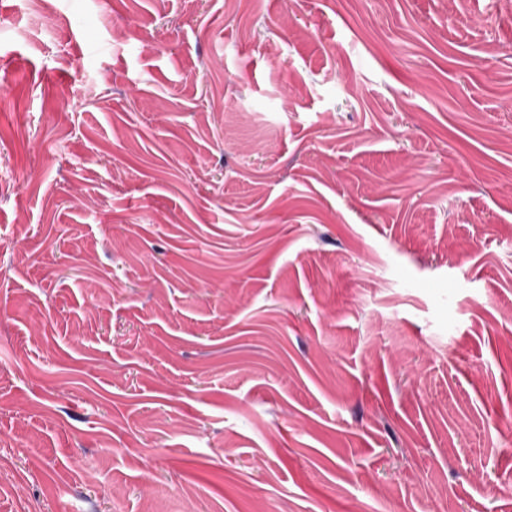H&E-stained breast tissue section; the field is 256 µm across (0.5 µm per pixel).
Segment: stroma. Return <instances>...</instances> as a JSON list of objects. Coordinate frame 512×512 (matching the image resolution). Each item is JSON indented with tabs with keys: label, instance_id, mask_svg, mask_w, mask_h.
Returning a JSON list of instances; mask_svg holds the SVG:
<instances>
[{
	"label": "stroma",
	"instance_id": "1",
	"mask_svg": "<svg viewBox=\"0 0 512 512\" xmlns=\"http://www.w3.org/2000/svg\"><path fill=\"white\" fill-rule=\"evenodd\" d=\"M0 512H512V0H0Z\"/></svg>",
	"mask_w": 512,
	"mask_h": 512
}]
</instances>
